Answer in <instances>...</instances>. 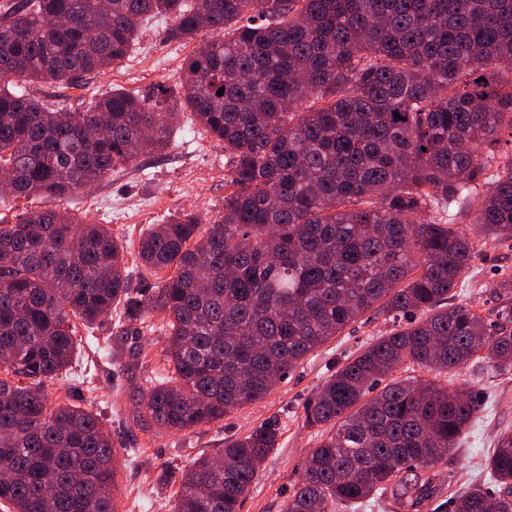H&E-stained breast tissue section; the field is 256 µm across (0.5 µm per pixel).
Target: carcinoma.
I'll use <instances>...</instances> for the list:
<instances>
[{"label": "carcinoma", "instance_id": "cac0c4a2", "mask_svg": "<svg viewBox=\"0 0 512 512\" xmlns=\"http://www.w3.org/2000/svg\"><path fill=\"white\" fill-rule=\"evenodd\" d=\"M164 15L169 41L224 38L185 60L177 95L112 90L70 112L24 83L77 86L123 60ZM223 95H218L219 89ZM224 144L233 192L206 232L194 212L153 224L139 263L105 224L67 209L0 219V505L117 512L100 414L48 404L87 328L123 305L138 334L164 314L165 373L143 406L187 431L263 400L369 311L412 316L339 367L303 406L316 430L283 512L360 509L391 496L420 512L447 491L437 466L480 409L433 378L483 359L512 369V276L490 319L452 298L482 243L467 208L512 239V0H7L0 7V179L12 199L63 198L169 144L179 112ZM163 272L147 299L132 276ZM282 428L268 420L180 471L171 512H239ZM491 490L453 512H512V432L487 460Z\"/></svg>", "mask_w": 512, "mask_h": 512}]
</instances>
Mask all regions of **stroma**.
<instances>
[{"mask_svg":"<svg viewBox=\"0 0 512 512\" xmlns=\"http://www.w3.org/2000/svg\"><path fill=\"white\" fill-rule=\"evenodd\" d=\"M170 24L164 17L152 20L128 57L110 69L87 75L82 88L41 82L29 84L28 90L56 107L75 112L112 89L175 88L183 78L184 59L212 35L205 30L196 40L169 42L163 32ZM230 177L223 144L184 111L162 153L140 157L135 164L112 171L67 199L47 195L28 202L9 199L0 205V213L14 216L27 207L63 206L77 216L109 225L131 253L141 232L169 215L193 211L206 223L218 218L231 191ZM507 273H512V241L488 242L464 274L458 300L484 314L492 311L497 306L495 289ZM135 328V322L119 306L94 330L79 328L78 337L94 334L98 347L82 348L67 376L46 384L50 402L101 414L117 451L114 496L118 512H169L179 490L180 470L273 416L282 425L280 446L265 461L240 512H281L307 455L318 442L315 430L303 421L305 402L347 359L389 333L392 323L378 312L366 313L293 368L265 399L187 432L159 427L145 414L142 394L147 379L161 367L165 333L160 330L137 338ZM473 371L469 365L440 376L449 388L473 390L481 401L480 412L442 466L454 491L473 481L488 482L486 458L498 434L512 429V371L487 368L478 378Z\"/></svg>","mask_w":512,"mask_h":512,"instance_id":"stroma-1","label":"stroma"}]
</instances>
